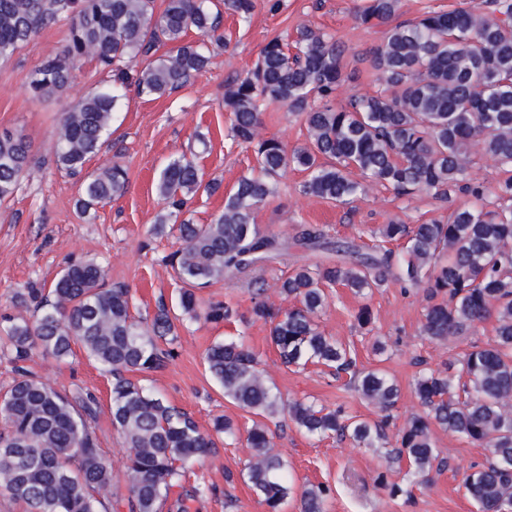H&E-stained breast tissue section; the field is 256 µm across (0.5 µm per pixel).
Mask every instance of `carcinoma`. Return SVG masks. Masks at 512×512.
<instances>
[{
    "mask_svg": "<svg viewBox=\"0 0 512 512\" xmlns=\"http://www.w3.org/2000/svg\"><path fill=\"white\" fill-rule=\"evenodd\" d=\"M251 18L256 0H0V61L11 58L41 31L68 24L62 51L50 53L29 75L33 98L47 101L66 91L80 61L94 59L109 88L78 101L57 126L55 162L80 180L78 213L121 198L127 168L116 161L85 171L110 135L121 91L161 98L188 86L210 61L208 44H224V9ZM401 0H367L357 14L361 25L383 27L381 44L368 57L383 88L334 101L353 78L342 64L343 50L332 37L310 27L297 31L293 47L279 37L261 50L253 70L225 87L224 107L231 131L251 148L256 171L239 178L211 224L178 220L188 202L220 183L204 180L197 151L170 159L156 183L162 203L151 232H177L180 246L168 257L178 289L176 307L162 302L144 328L131 313L129 288L108 283L94 261L68 264L51 288L32 283L15 293L16 305L32 310L0 315V350L18 378L0 393V493L24 512H109L112 464L98 448V401L91 393L67 395L32 372L36 349L63 359L81 347L112 376V426L128 452L123 462L128 512H160L180 469L209 456L213 436H234L232 422L213 421L201 432L185 411L129 377L156 372L174 357L176 312L210 321L239 318L226 299L200 309L197 292L220 281L252 273L278 255L283 244L261 231L255 210L271 196L282 173L293 167L307 174L300 191L340 204L355 201L366 183H380L398 196L431 193L441 200L465 194L476 201L484 186L468 178V148L477 143L503 176L492 209L459 207L445 218L408 224L400 218L378 229L403 253H362L348 244L336 251L350 265L299 268L280 285L295 300L282 310L269 303L264 283L250 281L251 313L268 326L281 363L316 362L350 375L358 394L383 412L369 421L289 398L265 381L259 356L244 343H217L206 353L210 375L249 415L246 442L255 454L244 476L268 512H281L290 495L285 464L271 449L265 420L278 416L312 437L350 438L366 448L389 444L386 428L400 390L381 369L359 370L343 341L319 330L316 318L328 305V290L342 285L366 295L395 279L421 288L427 305L421 332L431 340H461L489 318L493 335L448 360V373L426 371L414 379L420 411L411 414L388 452L406 462L410 484L428 485L430 472L446 466L432 438L436 425L487 451L462 483L478 512H512V0H486V8L431 9L413 20H398ZM196 30L200 42L186 40ZM279 105L302 118L308 145L289 152L275 137L259 136L260 103ZM28 143L21 134H0V203L19 191L28 172ZM357 170L362 180L351 177ZM295 239L316 249L324 231L297 228ZM209 487L197 484L171 504L188 512L187 501ZM332 489L324 484L300 492L301 512H324Z\"/></svg>",
    "mask_w": 512,
    "mask_h": 512,
    "instance_id": "obj_1",
    "label": "carcinoma"
}]
</instances>
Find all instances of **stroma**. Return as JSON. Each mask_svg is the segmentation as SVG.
I'll return each mask as SVG.
<instances>
[{
    "mask_svg": "<svg viewBox=\"0 0 512 512\" xmlns=\"http://www.w3.org/2000/svg\"><path fill=\"white\" fill-rule=\"evenodd\" d=\"M363 2L283 0L281 9L273 12L265 0H258L249 22L225 13L228 45L214 50L207 68L189 87L160 99L138 95L135 88H128L123 106L112 122L111 137L86 165L87 170L93 171L122 162L129 169L128 189L123 197L99 207L95 215L87 218L75 208L78 180L58 170L54 163L55 129L64 112L81 96L101 87L103 74L94 61L83 60L66 92L44 103L32 99L28 75L43 56L62 49L67 34L63 24L42 31L9 61H0V132L22 131L31 154L29 173L21 189L11 201L0 204V314L15 313L13 297L27 282L52 283L67 262L83 259L102 264L110 282L128 285L136 315L151 319L158 299L171 298L175 288L173 270L163 258L178 243L174 238L151 233L161 210L154 185L164 164L186 152L195 134L207 137L210 152L199 164L206 179L218 180L221 188L211 197L197 196L190 217L197 224L211 223L223 210L224 200L237 179L254 164L251 152L237 146L229 136L230 114L224 109V85L231 76L251 70L270 39L295 35L299 28L321 30L345 45L343 63L356 75L338 91L337 103L343 105L351 97L377 90L374 75L357 61L358 55L378 45L382 37L380 28L356 21L355 12ZM260 131L278 138L291 150L308 143L302 120L278 106L264 109ZM304 178V173L288 170L256 213V222L264 232L289 243L282 256L255 272L265 281L270 299L285 308L290 302L277 292L280 281L300 266L336 261L333 243L370 246L374 243L370 230L394 218L418 224L473 203L465 195L441 202L424 192L399 198L384 186L372 183L364 196L342 205L301 193ZM302 224L323 228L330 249L310 250L293 244L292 238ZM227 294L237 303L240 320H180L176 358L165 370L143 374L146 386L188 411L201 431H209L219 416L244 425L246 413L225 400L204 363L211 345L225 339L236 340L260 356L267 381L283 394L330 409L341 407L369 420L378 419L377 409L327 368L310 364L289 369L281 364L267 339L266 326L248 319L251 301L247 281H221L200 292L199 297L208 302ZM365 304L374 315L368 332L359 330L355 322L356 312ZM425 306L423 290H406L390 281L368 296L336 288L317 318L323 333L353 344L358 367L378 368L395 379L401 389L397 413L403 419L420 409L412 389L414 377L423 370L446 371L449 359L466 348L459 341L441 345L421 336ZM30 367L61 391L89 392L97 397L98 443L114 468L112 497L123 499L124 445L111 425L110 376L79 348L61 361L34 352ZM266 424L272 432L273 450L285 460L294 486L323 483L331 487L326 512H477L461 485L471 466L484 461L485 451L442 429H434L432 437L447 461L446 468L432 472L429 485L413 487L411 495L393 498L375 484L380 472L386 473L389 481L403 480L401 473L389 469L385 449L359 447L348 439L311 438L278 417L267 419ZM251 455V448L240 434L218 440L212 454L192 463L181 480L182 487H190L201 478L213 492L192 502L190 512H267L243 477Z\"/></svg>",
    "mask_w": 512,
    "mask_h": 512,
    "instance_id": "35a3bbf8",
    "label": "stroma"
}]
</instances>
